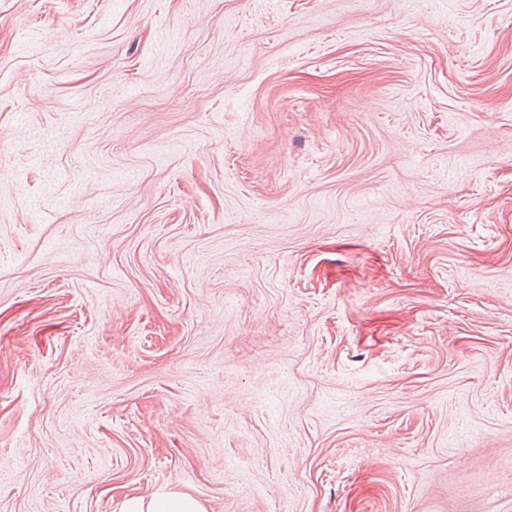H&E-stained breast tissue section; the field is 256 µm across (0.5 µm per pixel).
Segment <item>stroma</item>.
Segmentation results:
<instances>
[{
    "label": "stroma",
    "mask_w": 512,
    "mask_h": 512,
    "mask_svg": "<svg viewBox=\"0 0 512 512\" xmlns=\"http://www.w3.org/2000/svg\"><path fill=\"white\" fill-rule=\"evenodd\" d=\"M512 512V0H0V512ZM120 512H207L194 494L175 489H156L144 496L126 495Z\"/></svg>",
    "instance_id": "stroma-1"
}]
</instances>
